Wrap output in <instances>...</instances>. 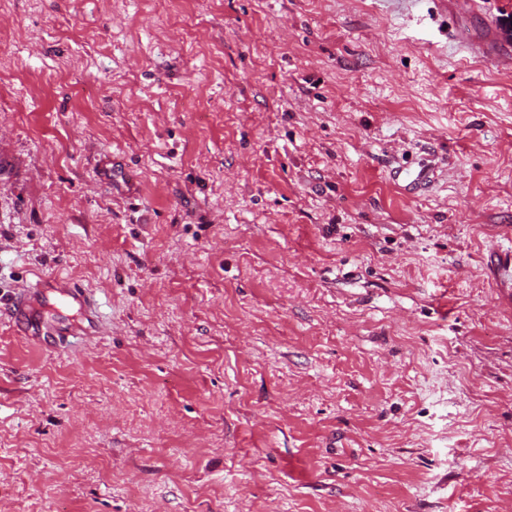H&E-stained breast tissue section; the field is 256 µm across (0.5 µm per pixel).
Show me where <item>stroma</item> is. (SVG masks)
Segmentation results:
<instances>
[{"mask_svg": "<svg viewBox=\"0 0 512 512\" xmlns=\"http://www.w3.org/2000/svg\"><path fill=\"white\" fill-rule=\"evenodd\" d=\"M493 243L512 0H0V512H505ZM35 288L37 289H29L22 296L15 298L8 307V313L26 332L35 330L30 308L39 298H48L50 295L65 306L76 309L81 315L84 314L85 319L89 321L93 309L90 298L81 288L72 286L63 278L46 279L37 283Z\"/></svg>", "mask_w": 512, "mask_h": 512, "instance_id": "stroma-1", "label": "stroma"}]
</instances>
